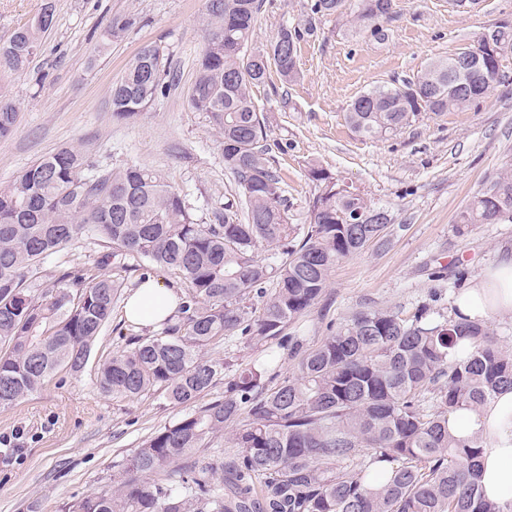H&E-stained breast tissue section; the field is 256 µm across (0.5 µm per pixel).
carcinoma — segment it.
I'll return each instance as SVG.
<instances>
[{
    "instance_id": "obj_1",
    "label": "carcinoma",
    "mask_w": 512,
    "mask_h": 512,
    "mask_svg": "<svg viewBox=\"0 0 512 512\" xmlns=\"http://www.w3.org/2000/svg\"><path fill=\"white\" fill-rule=\"evenodd\" d=\"M394 0H357L346 24L383 40ZM263 0H207L206 45L188 105L203 112L224 144L243 210L224 206V223L207 224L154 169L121 166L89 176L90 157L63 147L43 156L0 188V408L37 391L59 372L80 373L112 317L124 279L87 269L62 275L66 285L39 295L40 263L91 233L106 244L102 262L128 257L177 272L187 293L177 318L161 332L133 336L97 372L100 389L119 399L162 391L177 406L195 404L224 374L207 348L239 332L256 344L284 337L288 324L321 296L339 260L379 242L385 224H354L380 211L354 184L313 166L318 192L311 224L288 223L280 179L269 166L263 118L251 88L275 67L297 77L303 35L281 27L264 48L249 42ZM344 0H314L313 16H343ZM55 0L0 43V71H24L53 25ZM132 15L109 21L101 46L127 34ZM139 49L109 96L112 117L129 119L166 91L164 57ZM512 48L507 33L483 70H501ZM455 58L432 61L420 74L355 98L346 121L366 138L392 134L426 109L450 112L491 90L480 72ZM433 96L422 105V92ZM16 106L0 99V137L13 132ZM512 222V165L458 215L462 226ZM282 247L279 267L257 259L262 245ZM276 274L266 295L263 284ZM262 298L258 312L245 300ZM471 350L458 349L461 340ZM263 368L225 382L224 398L199 407L151 436L120 465L112 490L85 495L72 512H503L485 498L479 476L483 440L454 437L449 417L476 411L512 389V352L480 323L405 319L391 309H366L316 349L294 373L266 384ZM232 426L229 461L197 471L192 451Z\"/></svg>"
}]
</instances>
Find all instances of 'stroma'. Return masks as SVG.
Segmentation results:
<instances>
[{
	"instance_id": "35a3bbf8",
	"label": "stroma",
	"mask_w": 512,
	"mask_h": 512,
	"mask_svg": "<svg viewBox=\"0 0 512 512\" xmlns=\"http://www.w3.org/2000/svg\"><path fill=\"white\" fill-rule=\"evenodd\" d=\"M312 2L264 0L252 36L259 47L281 26H316L300 43L298 81L286 87L274 76L254 90L288 221L309 226L317 188L308 171L318 165L364 188L387 208L391 222L384 244H370L336 265L318 301L288 326L287 347L256 345L241 335L211 346L209 356L223 362L228 379L259 364L270 365L278 377L292 375L296 352L317 347L362 309L391 308L405 318L420 309L431 318L452 315L460 291L512 256V223L455 224L467 202L512 163V51L503 55L501 82L467 108L424 112L411 126L374 139L345 120L363 92L416 75L484 31L512 23V0H481L469 12L452 9L448 0H394L382 41L333 17L312 20ZM55 3L54 25L28 70L0 75V96L18 106L14 131L0 138V186L68 146L89 150L98 171L124 165L162 171L203 220L236 202L223 139L204 113L187 104L205 46V0ZM129 13L138 15V24L97 53L110 19ZM148 43L164 52L169 88L138 116L115 120L110 88ZM105 251L95 236L82 235L45 259L35 292L65 272L95 267ZM154 333L127 322L122 307H115L81 373L52 379L0 409V435L22 431L24 446L16 462L0 463V512H68L84 495L111 487L123 460L184 415L159 393L121 400L97 385L98 368L113 351L125 348L130 336Z\"/></svg>"
}]
</instances>
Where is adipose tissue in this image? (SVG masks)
Listing matches in <instances>:
<instances>
[{
	"label": "adipose tissue",
	"mask_w": 512,
	"mask_h": 512,
	"mask_svg": "<svg viewBox=\"0 0 512 512\" xmlns=\"http://www.w3.org/2000/svg\"><path fill=\"white\" fill-rule=\"evenodd\" d=\"M179 303L177 294L162 280L140 283L125 302L126 319L139 326L166 322ZM457 316L482 321L496 315L512 316V257L488 268L456 298ZM451 432L460 438L481 434L484 438L480 464L486 498L499 503L512 500V390L498 394L481 412L462 411L449 420Z\"/></svg>",
	"instance_id": "adipose-tissue-1"
}]
</instances>
